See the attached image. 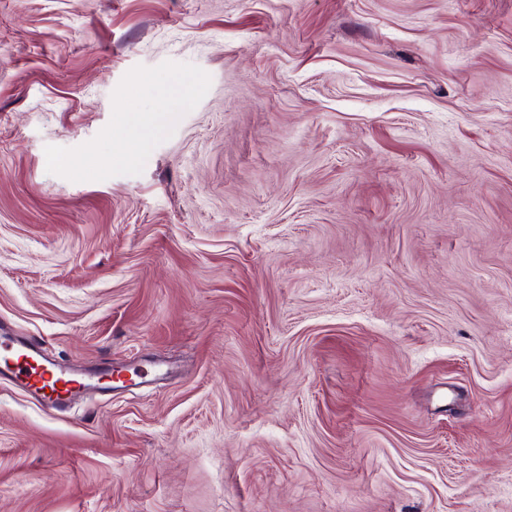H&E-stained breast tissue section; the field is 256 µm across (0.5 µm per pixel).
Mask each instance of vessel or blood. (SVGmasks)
<instances>
[{"label": "vessel or blood", "instance_id": "obj_1", "mask_svg": "<svg viewBox=\"0 0 512 512\" xmlns=\"http://www.w3.org/2000/svg\"><path fill=\"white\" fill-rule=\"evenodd\" d=\"M0 377L50 409L67 406L86 389L85 383L63 366L50 363L32 344L12 345L0 338Z\"/></svg>", "mask_w": 512, "mask_h": 512}]
</instances>
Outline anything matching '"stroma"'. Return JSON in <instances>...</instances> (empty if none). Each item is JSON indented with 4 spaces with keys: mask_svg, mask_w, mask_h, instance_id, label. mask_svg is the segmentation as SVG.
Masks as SVG:
<instances>
[{
    "mask_svg": "<svg viewBox=\"0 0 512 512\" xmlns=\"http://www.w3.org/2000/svg\"><path fill=\"white\" fill-rule=\"evenodd\" d=\"M0 512H512V0H0ZM0 361V378L26 391L46 408L65 407L89 388L65 367L44 359L33 344L13 346L1 337Z\"/></svg>",
    "mask_w": 512,
    "mask_h": 512,
    "instance_id": "35a3bbf8",
    "label": "stroma"
}]
</instances>
